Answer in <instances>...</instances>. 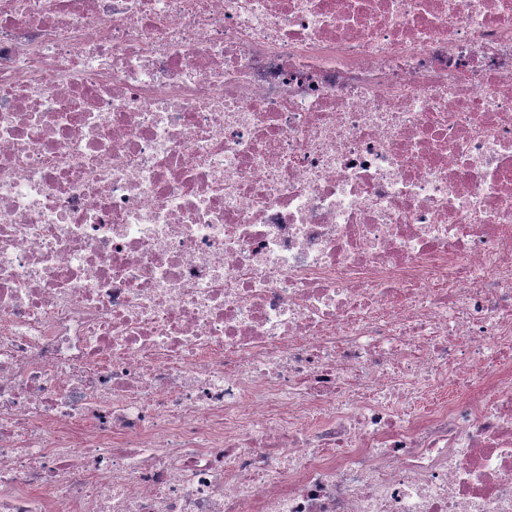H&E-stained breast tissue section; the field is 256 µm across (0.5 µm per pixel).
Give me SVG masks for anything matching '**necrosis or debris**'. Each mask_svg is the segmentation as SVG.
Here are the masks:
<instances>
[{"label":"necrosis or debris","instance_id":"obj_1","mask_svg":"<svg viewBox=\"0 0 512 512\" xmlns=\"http://www.w3.org/2000/svg\"><path fill=\"white\" fill-rule=\"evenodd\" d=\"M0 512H512V0H0Z\"/></svg>","mask_w":512,"mask_h":512}]
</instances>
